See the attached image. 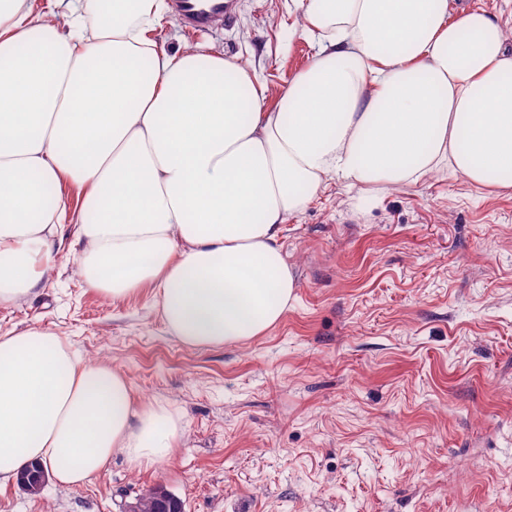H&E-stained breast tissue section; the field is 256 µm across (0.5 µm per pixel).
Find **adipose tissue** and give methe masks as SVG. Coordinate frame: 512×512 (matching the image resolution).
<instances>
[{
    "instance_id": "obj_1",
    "label": "adipose tissue",
    "mask_w": 512,
    "mask_h": 512,
    "mask_svg": "<svg viewBox=\"0 0 512 512\" xmlns=\"http://www.w3.org/2000/svg\"><path fill=\"white\" fill-rule=\"evenodd\" d=\"M288 11L315 51L270 106L241 58L157 47L167 0H0V306L73 258L109 300L153 287L182 344L245 342L294 300L283 226L328 182L400 189L445 168L512 190L511 29L448 0ZM184 434L58 333L0 336V488L34 461L60 485L117 456L168 462Z\"/></svg>"
}]
</instances>
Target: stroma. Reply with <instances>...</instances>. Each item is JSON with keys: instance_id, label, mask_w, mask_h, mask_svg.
<instances>
[{"instance_id": "1", "label": "stroma", "mask_w": 512, "mask_h": 512, "mask_svg": "<svg viewBox=\"0 0 512 512\" xmlns=\"http://www.w3.org/2000/svg\"><path fill=\"white\" fill-rule=\"evenodd\" d=\"M294 21L288 0H240L230 25L153 37L242 58L272 104L313 54ZM281 245L297 300L244 343L183 345L153 289L112 302L72 262L0 306V335L55 331L186 427L171 461L118 457L37 498L13 484L0 512H121L157 485L185 512H512V193L444 170L362 201L332 183Z\"/></svg>"}]
</instances>
